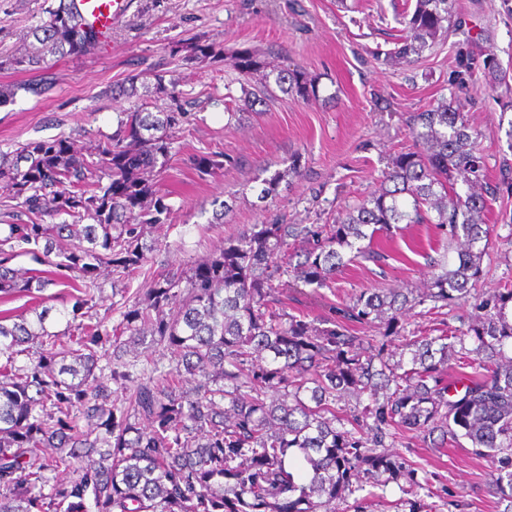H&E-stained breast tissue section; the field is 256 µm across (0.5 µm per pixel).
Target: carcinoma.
Listing matches in <instances>:
<instances>
[{"label":"carcinoma","instance_id":"1","mask_svg":"<svg viewBox=\"0 0 512 512\" xmlns=\"http://www.w3.org/2000/svg\"><path fill=\"white\" fill-rule=\"evenodd\" d=\"M452 7L416 0L402 17L406 35L384 61L410 63L431 49L448 31ZM48 14L23 34L24 53L0 59V70L41 78L1 84L0 107L19 90H49L58 60L94 46L71 0ZM220 56L199 40L184 60ZM234 66L250 76L265 63L245 49ZM153 78L151 94L171 101L166 112L123 108L112 135L83 150L59 136L0 153V296L38 299L63 285L74 300L58 310L61 331L51 330L48 307L31 308V318L0 313V512H337L363 471L375 488L405 479L415 496L410 512H437L416 498L423 484L396 451L410 433L442 444L468 439L491 462L489 489L512 503V285L493 294L495 314L465 331L425 336L406 322L427 301L451 307L468 299L483 279L476 246L493 226L485 222L491 187L482 134L438 99L409 116L412 144L394 153L380 188L342 217L286 224L276 214L225 241L186 279L178 270L147 274L110 328L86 311L90 288L103 268L125 277L148 262L146 230L171 213L149 173L192 120L163 75ZM138 79L113 85L109 96H137ZM276 84L303 102L316 98L298 69L279 71ZM193 166L212 174L224 155L202 152ZM399 224L435 225L456 252L454 268L434 261L422 290H362L330 327L282 306L281 286L316 292L358 258L385 261L374 239ZM19 256L34 267L12 266ZM351 323L384 325L382 339L356 335ZM148 336L171 350L175 365L155 363L136 379L125 356ZM392 336L404 352L388 349ZM464 358L478 371L450 399L444 368ZM114 384L131 390L128 400L114 403ZM63 474L67 481L50 484Z\"/></svg>","mask_w":512,"mask_h":512}]
</instances>
